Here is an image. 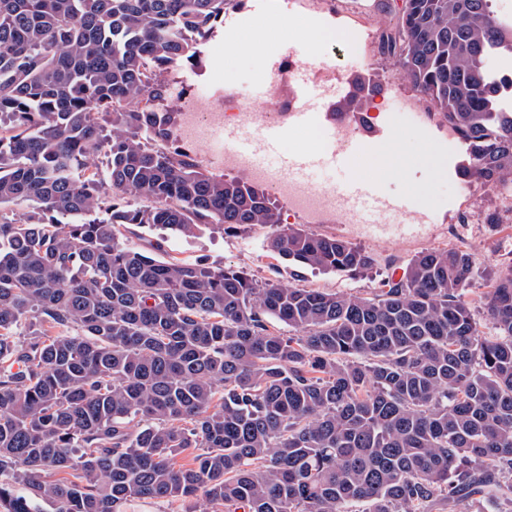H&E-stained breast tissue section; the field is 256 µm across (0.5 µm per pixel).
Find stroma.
I'll use <instances>...</instances> for the list:
<instances>
[{
    "label": "stroma",
    "instance_id": "stroma-1",
    "mask_svg": "<svg viewBox=\"0 0 512 512\" xmlns=\"http://www.w3.org/2000/svg\"><path fill=\"white\" fill-rule=\"evenodd\" d=\"M391 20L384 0H336L332 7L321 0H308L305 7L293 9L287 8L286 0H244L242 8L225 14L223 30L207 43L200 63L182 68L175 92L196 95L204 110L229 90L266 98L263 74L271 63L297 54L295 30L321 31L315 61L335 66L339 79L336 94L332 100L318 102L316 126L301 133L288 132L268 156L267 164L276 168L286 156L317 150L328 114L354 93L356 78L369 79L376 83L375 98L383 106L375 124L387 130L382 143L395 165L393 173L379 180L378 191L386 196L423 195L424 211L432 221L420 235L378 237L350 224L309 226L313 233L345 239L369 253L371 270L355 276L287 266L268 248L269 229L260 227L235 233L206 229L192 236L133 227L126 234V243L161 260L231 265L287 286L359 295L373 293L384 281L401 277L418 253L450 246L471 255L476 278L468 296L478 299L499 271L512 266V247L502 241L503 235L512 233V223H482L466 240L447 242L446 236L463 209L455 185L462 179L464 148L449 145L448 126L440 119L416 124L401 112L399 100L412 94V86L401 78L391 60L377 53L375 45L355 47L359 34L378 37Z\"/></svg>",
    "mask_w": 512,
    "mask_h": 512
}]
</instances>
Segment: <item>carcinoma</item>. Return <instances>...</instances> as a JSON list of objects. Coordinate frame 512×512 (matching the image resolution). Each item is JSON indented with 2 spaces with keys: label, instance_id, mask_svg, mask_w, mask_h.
<instances>
[{
  "label": "carcinoma",
  "instance_id": "cac0c4a2",
  "mask_svg": "<svg viewBox=\"0 0 512 512\" xmlns=\"http://www.w3.org/2000/svg\"><path fill=\"white\" fill-rule=\"evenodd\" d=\"M493 2L402 0L378 52L457 131L462 176L512 188ZM242 5L0 0V512H512V267L475 304L470 254L427 250L368 297L121 241L259 225L295 267H371L174 143L172 71ZM194 502L175 501L173 503L159 502V503H145L142 501L133 500L128 502L125 506V512H182L189 505H193Z\"/></svg>",
  "mask_w": 512,
  "mask_h": 512
}]
</instances>
